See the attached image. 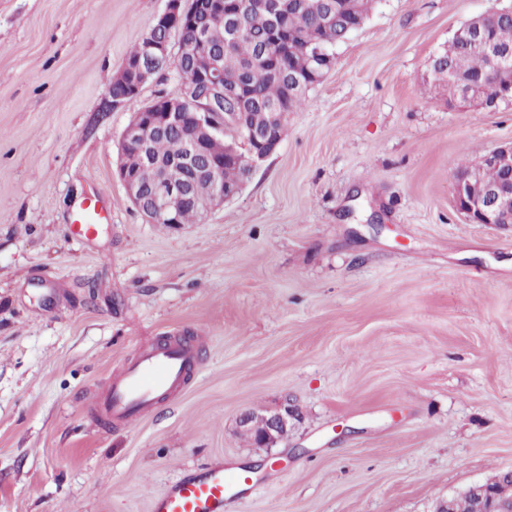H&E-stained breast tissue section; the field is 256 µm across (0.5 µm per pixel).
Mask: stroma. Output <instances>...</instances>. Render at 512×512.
Wrapping results in <instances>:
<instances>
[{"label": "stroma", "instance_id": "1", "mask_svg": "<svg viewBox=\"0 0 512 512\" xmlns=\"http://www.w3.org/2000/svg\"><path fill=\"white\" fill-rule=\"evenodd\" d=\"M502 0H376L242 192L151 224L106 88L166 0H0V512H150L182 474L271 462L232 512H435L512 470V227L454 203L512 98L449 102L434 57ZM109 219L76 232L75 203ZM205 333L154 417L100 428L138 352ZM291 405L271 447L239 425ZM349 427L338 436L337 426Z\"/></svg>", "mask_w": 512, "mask_h": 512}]
</instances>
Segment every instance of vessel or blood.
I'll list each match as a JSON object with an SVG mask.
<instances>
[{
    "label": "vessel or blood",
    "mask_w": 512,
    "mask_h": 512,
    "mask_svg": "<svg viewBox=\"0 0 512 512\" xmlns=\"http://www.w3.org/2000/svg\"><path fill=\"white\" fill-rule=\"evenodd\" d=\"M106 218L107 211L98 201H83L75 219L79 234L91 235L95 224ZM198 362L197 349L179 339L140 353L101 386L95 397L101 420L133 425L153 416L169 395L187 383ZM257 484V473L249 467L214 462L173 482L153 499L151 512H228Z\"/></svg>",
    "instance_id": "1"
}]
</instances>
